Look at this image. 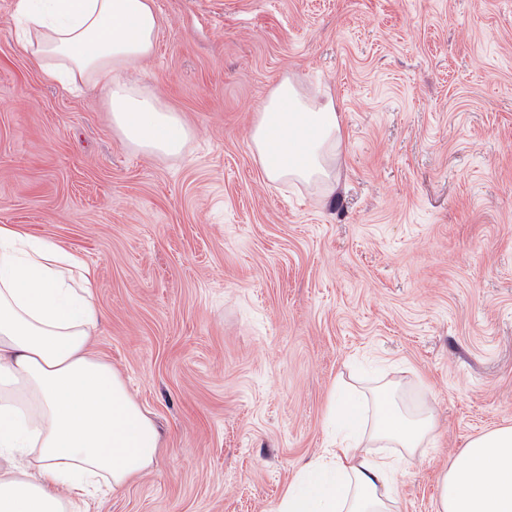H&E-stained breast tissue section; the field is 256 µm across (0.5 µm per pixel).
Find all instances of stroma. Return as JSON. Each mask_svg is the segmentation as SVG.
Here are the masks:
<instances>
[{
    "label": "stroma",
    "instance_id": "1",
    "mask_svg": "<svg viewBox=\"0 0 512 512\" xmlns=\"http://www.w3.org/2000/svg\"><path fill=\"white\" fill-rule=\"evenodd\" d=\"M0 0V224L94 272L109 361L160 431L90 512H274L328 446L335 386L438 404L400 512H434L467 440L512 425V0H154L140 85L192 130L149 157L96 92L48 83ZM327 86L336 191L272 187L256 111Z\"/></svg>",
    "mask_w": 512,
    "mask_h": 512
}]
</instances>
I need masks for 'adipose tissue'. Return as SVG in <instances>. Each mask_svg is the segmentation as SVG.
Listing matches in <instances>:
<instances>
[{
    "mask_svg": "<svg viewBox=\"0 0 512 512\" xmlns=\"http://www.w3.org/2000/svg\"><path fill=\"white\" fill-rule=\"evenodd\" d=\"M19 42L47 82L101 92L123 140L149 155H181L191 130L138 86L160 18L153 0H16ZM343 129L322 90L283 78L258 110L251 149L272 184L333 190ZM92 271L57 242L0 224V512H87L99 485L124 486L152 466L153 421L91 347L100 314ZM387 383L374 405L333 400L350 443L298 472L276 512H395L396 462L435 438V404L395 405ZM435 512H512V425L471 438L440 476Z\"/></svg>",
    "mask_w": 512,
    "mask_h": 512,
    "instance_id": "obj_1",
    "label": "adipose tissue"
}]
</instances>
